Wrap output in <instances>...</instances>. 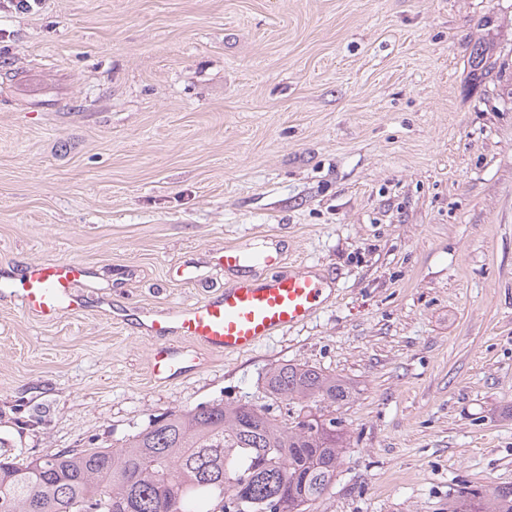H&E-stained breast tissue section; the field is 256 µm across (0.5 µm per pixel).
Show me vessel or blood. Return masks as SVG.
Returning <instances> with one entry per match:
<instances>
[{
  "mask_svg": "<svg viewBox=\"0 0 512 512\" xmlns=\"http://www.w3.org/2000/svg\"><path fill=\"white\" fill-rule=\"evenodd\" d=\"M221 260L236 278L220 294L144 313L139 328L151 343L155 379L167 382L199 369L204 349L227 355L252 351L275 334L308 322L331 294L327 278L311 268L281 271V256L271 248L229 246ZM258 267L267 269L266 277H253ZM88 277V267L72 260L34 264L24 272L20 288L0 290V301H16L27 312L55 319L82 308L84 299L74 287ZM182 338L197 342L198 350L179 346Z\"/></svg>",
  "mask_w": 512,
  "mask_h": 512,
  "instance_id": "vessel-or-blood-1",
  "label": "vessel or blood"
}]
</instances>
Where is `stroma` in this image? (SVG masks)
<instances>
[{
    "instance_id": "stroma-1",
    "label": "stroma",
    "mask_w": 512,
    "mask_h": 512,
    "mask_svg": "<svg viewBox=\"0 0 512 512\" xmlns=\"http://www.w3.org/2000/svg\"><path fill=\"white\" fill-rule=\"evenodd\" d=\"M496 65L477 77L476 41ZM35 72L40 90L15 79ZM512 0H41L0 10V269L75 260L85 306L0 303V439L116 447L267 371L348 380L314 512H448L512 485ZM333 274L307 324L149 371L143 311L232 282L233 245ZM199 282L183 280V264Z\"/></svg>"
}]
</instances>
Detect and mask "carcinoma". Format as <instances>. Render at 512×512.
Here are the masks:
<instances>
[{
    "mask_svg": "<svg viewBox=\"0 0 512 512\" xmlns=\"http://www.w3.org/2000/svg\"><path fill=\"white\" fill-rule=\"evenodd\" d=\"M273 415L252 402L170 415L116 448L18 460L0 454V512H313L347 448L336 412L354 387L307 364L265 376ZM451 512H512V486L465 488Z\"/></svg>",
    "mask_w": 512,
    "mask_h": 512,
    "instance_id": "1",
    "label": "carcinoma"
}]
</instances>
